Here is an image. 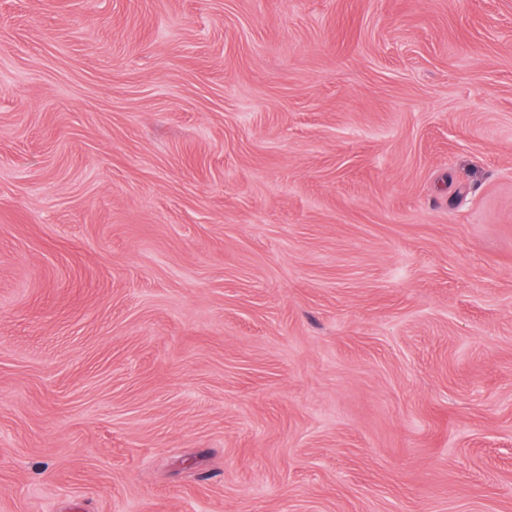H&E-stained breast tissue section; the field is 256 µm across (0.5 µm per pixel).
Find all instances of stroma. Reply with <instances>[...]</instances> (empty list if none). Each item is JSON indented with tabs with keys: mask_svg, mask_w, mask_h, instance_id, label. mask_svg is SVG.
<instances>
[{
	"mask_svg": "<svg viewBox=\"0 0 512 512\" xmlns=\"http://www.w3.org/2000/svg\"><path fill=\"white\" fill-rule=\"evenodd\" d=\"M0 512H512V0H0Z\"/></svg>",
	"mask_w": 512,
	"mask_h": 512,
	"instance_id": "obj_1",
	"label": "stroma"
}]
</instances>
